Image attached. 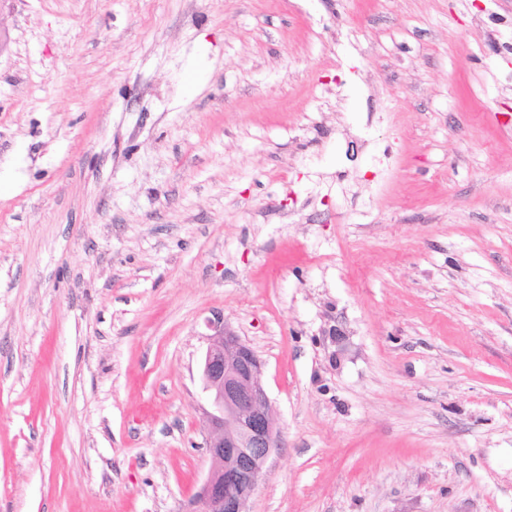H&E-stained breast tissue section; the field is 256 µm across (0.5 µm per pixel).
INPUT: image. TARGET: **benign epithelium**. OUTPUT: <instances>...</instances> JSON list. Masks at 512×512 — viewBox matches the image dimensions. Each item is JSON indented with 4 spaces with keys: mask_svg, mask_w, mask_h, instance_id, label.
I'll return each mask as SVG.
<instances>
[{
    "mask_svg": "<svg viewBox=\"0 0 512 512\" xmlns=\"http://www.w3.org/2000/svg\"><path fill=\"white\" fill-rule=\"evenodd\" d=\"M208 328L200 374L210 407L204 425L209 468L187 512H249L270 457L283 447L282 431L256 352L223 317Z\"/></svg>",
    "mask_w": 512,
    "mask_h": 512,
    "instance_id": "1",
    "label": "benign epithelium"
}]
</instances>
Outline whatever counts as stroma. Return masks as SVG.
Listing matches in <instances>:
<instances>
[{
	"mask_svg": "<svg viewBox=\"0 0 512 512\" xmlns=\"http://www.w3.org/2000/svg\"><path fill=\"white\" fill-rule=\"evenodd\" d=\"M0 512H187L223 316L250 512H512V0H16ZM200 361L208 472L187 512H250L248 503L283 448L282 431L263 381L264 364L220 315L207 324Z\"/></svg>",
	"mask_w": 512,
	"mask_h": 512,
	"instance_id": "stroma-1",
	"label": "stroma"
}]
</instances>
